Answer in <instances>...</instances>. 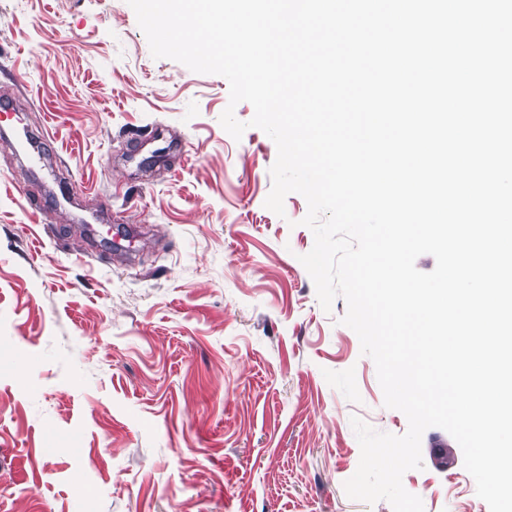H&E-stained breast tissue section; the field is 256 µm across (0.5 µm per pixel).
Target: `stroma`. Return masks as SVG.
<instances>
[{
	"label": "stroma",
	"instance_id": "obj_1",
	"mask_svg": "<svg viewBox=\"0 0 512 512\" xmlns=\"http://www.w3.org/2000/svg\"><path fill=\"white\" fill-rule=\"evenodd\" d=\"M2 100L0 512H392L344 491L351 419L407 418L318 302L306 199L265 206L252 105L234 139L227 80L153 58L127 0H0ZM421 454L424 512H489L450 434Z\"/></svg>",
	"mask_w": 512,
	"mask_h": 512
}]
</instances>
